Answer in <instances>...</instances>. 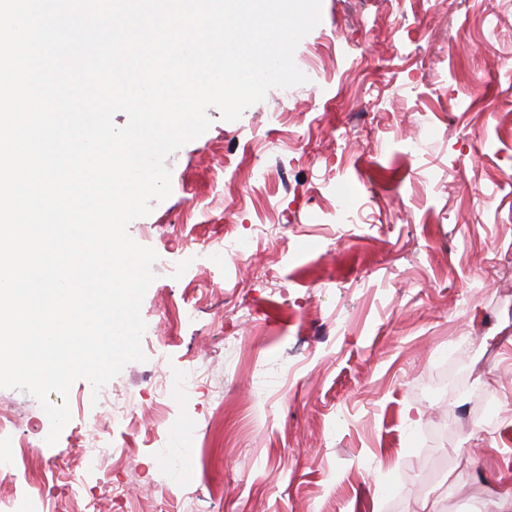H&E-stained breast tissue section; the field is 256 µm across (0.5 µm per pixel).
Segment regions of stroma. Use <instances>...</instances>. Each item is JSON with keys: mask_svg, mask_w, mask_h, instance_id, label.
Here are the masks:
<instances>
[{"mask_svg": "<svg viewBox=\"0 0 512 512\" xmlns=\"http://www.w3.org/2000/svg\"><path fill=\"white\" fill-rule=\"evenodd\" d=\"M294 60L318 77L209 109L129 226L185 257L153 266L146 362L50 393L71 411L52 446L39 402L0 388V449L44 474L0 475L15 512H502L512 0H322ZM170 371L187 387L161 392ZM92 418L113 454L86 456Z\"/></svg>", "mask_w": 512, "mask_h": 512, "instance_id": "stroma-1", "label": "stroma"}]
</instances>
